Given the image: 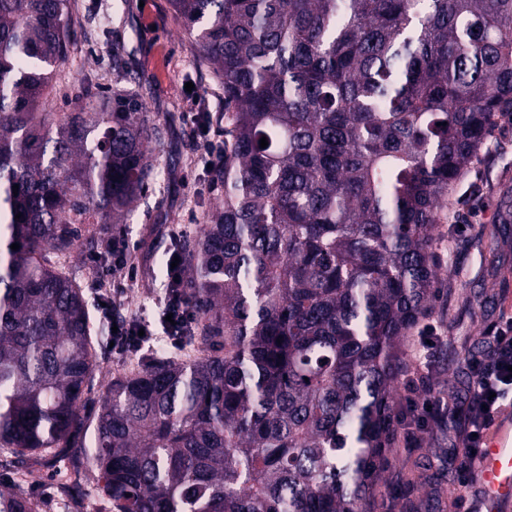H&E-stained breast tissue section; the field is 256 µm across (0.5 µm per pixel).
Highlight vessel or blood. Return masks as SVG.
I'll list each match as a JSON object with an SVG mask.
<instances>
[{
  "instance_id": "b4317fda",
  "label": "vessel or blood",
  "mask_w": 512,
  "mask_h": 512,
  "mask_svg": "<svg viewBox=\"0 0 512 512\" xmlns=\"http://www.w3.org/2000/svg\"><path fill=\"white\" fill-rule=\"evenodd\" d=\"M461 512H512V412L499 411L466 473Z\"/></svg>"
}]
</instances>
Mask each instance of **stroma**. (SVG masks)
Here are the masks:
<instances>
[{"label":"stroma","mask_w":512,"mask_h":512,"mask_svg":"<svg viewBox=\"0 0 512 512\" xmlns=\"http://www.w3.org/2000/svg\"><path fill=\"white\" fill-rule=\"evenodd\" d=\"M70 15L77 41L50 97L53 108L63 111L68 97L80 90L111 93L116 80L112 46L117 43L124 49L125 87L136 89L148 118L164 128L165 135L151 147L153 163L163 168L160 181L150 185L129 221L116 230L128 243V270L112 272L110 258L86 249L61 259L59 267L75 278L86 299H93L97 288H111L114 318L153 320L164 292V280L156 275L158 256L170 252L174 243L196 237L216 202L202 174L192 115L206 113L210 139L223 145L224 89L194 54L170 0H71ZM188 82L193 90H185ZM509 190L512 122L506 120L485 137L435 227L434 253L447 263L449 274L425 320L447 327L452 341L435 351L429 372L421 375L410 372L412 344L403 341L407 367L396 384V407L439 394L456 401L466 398V359L478 351L475 337L487 335L494 322L512 316V233L494 244L488 238L500 200ZM152 360L142 352L119 353L106 334H99L96 366L88 381L91 399H99L112 378ZM398 427L385 483L377 494L379 512H449L460 492L452 424H430L413 448L403 442L406 422Z\"/></svg>","instance_id":"35a3bbf8"}]
</instances>
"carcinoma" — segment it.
<instances>
[{
    "label": "carcinoma",
    "mask_w": 512,
    "mask_h": 512,
    "mask_svg": "<svg viewBox=\"0 0 512 512\" xmlns=\"http://www.w3.org/2000/svg\"><path fill=\"white\" fill-rule=\"evenodd\" d=\"M171 5L229 111L224 199L181 246L177 287L184 345L208 354L113 378L86 418L89 309L57 259L127 223L161 130L128 88L47 111L70 0H0V451L20 477L92 461L72 512L92 495L114 512H375L401 341L448 275L433 225L512 117V0ZM0 512L45 502L17 482Z\"/></svg>",
    "instance_id": "carcinoma-1"
}]
</instances>
